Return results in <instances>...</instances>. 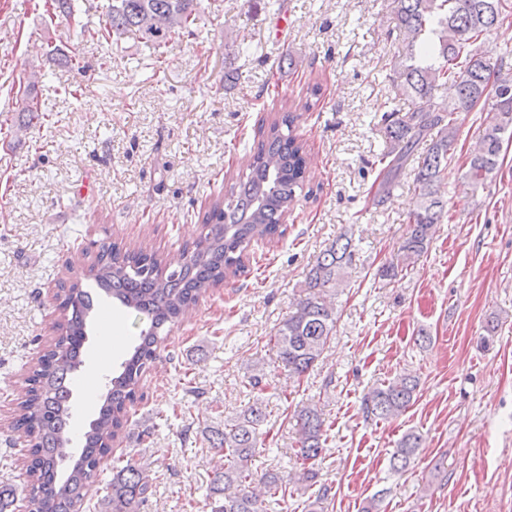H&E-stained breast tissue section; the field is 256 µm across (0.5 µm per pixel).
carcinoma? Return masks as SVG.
Here are the masks:
<instances>
[{
  "instance_id": "cac0c4a2",
  "label": "carcinoma",
  "mask_w": 512,
  "mask_h": 512,
  "mask_svg": "<svg viewBox=\"0 0 512 512\" xmlns=\"http://www.w3.org/2000/svg\"><path fill=\"white\" fill-rule=\"evenodd\" d=\"M77 2L50 0L49 17L73 19ZM198 2L111 0L95 34L106 40L132 34L160 48L195 23ZM388 8L394 27L387 36L394 35L402 43V58L392 82L411 98L412 106L403 110L394 101L388 102L383 130L386 150L379 159L374 192L377 203L391 195L416 147L429 142L415 173L416 205L397 249V261L379 270L380 277L391 281L398 277L401 265L428 251L436 225L448 216L440 186L457 142L455 113L477 107L487 113L479 147L462 164L463 184L477 189L497 175L503 146L512 141V75L503 72L512 47L500 48L494 57L478 47L486 35L507 22L503 0H388ZM438 89L444 90L451 104L433 102ZM299 118L284 108L280 116L268 121L249 172L238 176L227 203L212 205L204 219L208 232L175 268L167 269V259L142 249L111 242L99 245L90 268L96 288L146 317L149 327L141 331L122 371L109 380L103 404L84 434L85 443L76 459L67 451L70 375L82 363L80 352L94 301L79 280L63 282L60 299L66 335L47 347L42 362L25 378L26 392L15 419L34 460L30 489L37 501L36 512H74L101 460L112 454L109 441L127 425L141 377L157 358L160 333L172 328L209 290L243 270L252 241L282 234V219L297 191L303 190L307 173L305 144L294 135ZM352 258L348 241L338 239L327 247L309 270L295 311L271 337L288 374L299 378L308 373L334 335L336 317L326 295L344 280ZM418 385V378L406 371L381 383L364 398L365 418L386 420L400 415L415 402ZM265 419L266 408L255 402L234 423L211 431L210 449L222 465L206 490L205 505L210 512H272L289 484L316 482L315 462L326 442L325 419L316 405L308 404L294 411L300 472L262 476L265 499L251 490L258 427ZM419 447L420 436L403 435L392 454V469L407 470ZM150 489L140 463L132 458L117 460L106 502L109 512H140Z\"/></svg>"
}]
</instances>
